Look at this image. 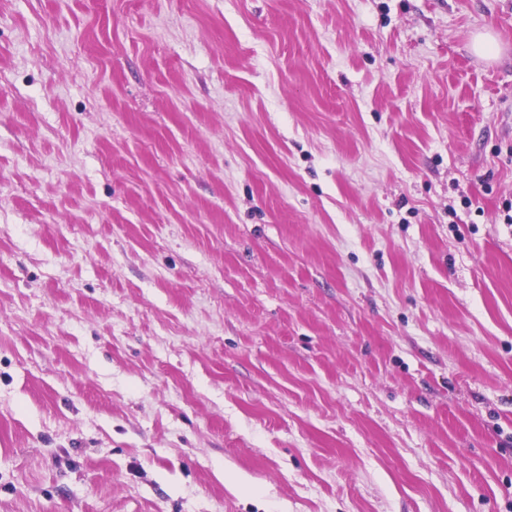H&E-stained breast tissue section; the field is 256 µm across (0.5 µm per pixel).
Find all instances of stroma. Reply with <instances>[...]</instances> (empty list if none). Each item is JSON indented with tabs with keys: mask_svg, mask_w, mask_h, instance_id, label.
<instances>
[{
	"mask_svg": "<svg viewBox=\"0 0 512 512\" xmlns=\"http://www.w3.org/2000/svg\"><path fill=\"white\" fill-rule=\"evenodd\" d=\"M510 203L512 0H0V512H512Z\"/></svg>",
	"mask_w": 512,
	"mask_h": 512,
	"instance_id": "obj_1",
	"label": "stroma"
}]
</instances>
